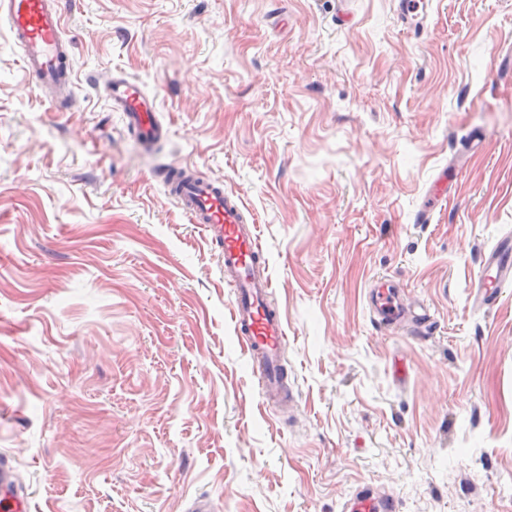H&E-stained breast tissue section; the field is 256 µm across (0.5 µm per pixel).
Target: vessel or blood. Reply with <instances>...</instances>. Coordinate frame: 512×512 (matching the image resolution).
Instances as JSON below:
<instances>
[{"label": "vessel or blood", "instance_id": "1", "mask_svg": "<svg viewBox=\"0 0 512 512\" xmlns=\"http://www.w3.org/2000/svg\"><path fill=\"white\" fill-rule=\"evenodd\" d=\"M0 20L6 21L29 78L42 86L71 83L70 42L65 37L59 0H0ZM105 92L114 111L120 112L127 130L143 147H151L169 134L158 117V104L143 85L131 77L112 78ZM172 196L201 227L222 253L224 279L235 294L233 322L250 353L260 355L264 368L259 384L264 395L277 393L279 370L287 340L284 322L269 296L272 280L260 263L257 227L243 220L242 202L232 199L213 181L194 178L178 183ZM494 279L478 278L474 284V304L483 309L494 303L501 288L512 284V254L499 251L489 256ZM374 311L382 324H392L400 309L390 289L379 288L371 296ZM27 496L16 488L14 469L8 458L0 457V512H30ZM390 501L366 491L352 499L350 512H392Z\"/></svg>", "mask_w": 512, "mask_h": 512}]
</instances>
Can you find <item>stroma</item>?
I'll return each mask as SVG.
<instances>
[{
  "label": "stroma",
  "instance_id": "stroma-1",
  "mask_svg": "<svg viewBox=\"0 0 512 512\" xmlns=\"http://www.w3.org/2000/svg\"><path fill=\"white\" fill-rule=\"evenodd\" d=\"M61 5L63 96L0 23V456L32 512H512V286L483 313L471 290L512 242V0ZM122 73L152 148L98 87ZM174 168L255 220L293 402L263 396ZM112 109L121 112L127 130L140 141L144 148L169 135V128L158 117V104L136 79L113 77L105 88ZM374 311L380 318L379 322L389 326L399 314V304H395L394 295L388 288H378L371 296ZM393 509L390 501L368 490L359 491L350 504V512H392Z\"/></svg>",
  "mask_w": 512,
  "mask_h": 512
}]
</instances>
